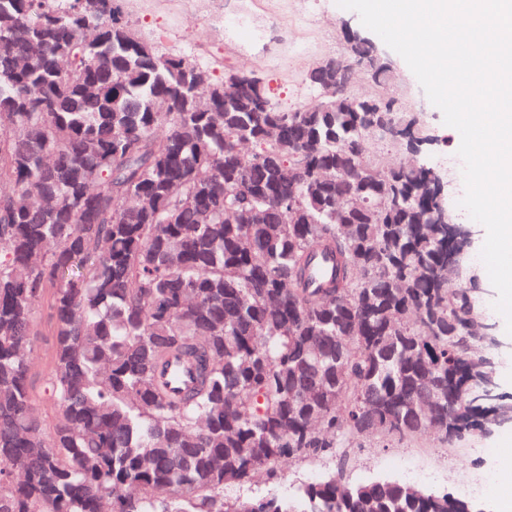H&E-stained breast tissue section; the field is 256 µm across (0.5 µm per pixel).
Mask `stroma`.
<instances>
[{
  "label": "stroma",
  "mask_w": 512,
  "mask_h": 512,
  "mask_svg": "<svg viewBox=\"0 0 512 512\" xmlns=\"http://www.w3.org/2000/svg\"><path fill=\"white\" fill-rule=\"evenodd\" d=\"M115 5L121 21L160 51L191 56L204 65L221 61L240 70L257 71L268 80L275 98L292 107L318 103L317 93L307 82V70L343 53L346 32L370 40L398 74L389 87L390 94L417 117L433 143L413 156L376 136L370 140L369 150L382 152L394 162L413 160L433 169L446 184V206L460 223L471 226L473 242L460 262L484 283L478 302L493 323L499 342L495 350L499 391L512 399V335L494 307L498 294L480 259L485 229L458 206L465 192L463 162L457 154L460 134L444 124L441 110L430 102L403 58L364 27L357 12L341 8L336 0H274L270 8L259 5L258 0H116ZM336 468L328 457L287 459L278 467V480L257 477L226 487L224 493L249 497L274 490L285 495ZM379 477L418 490L449 492L485 504L488 512H503V497L512 494V423L452 442L426 435L385 442L359 438L347 466V481Z\"/></svg>",
  "instance_id": "1"
}]
</instances>
